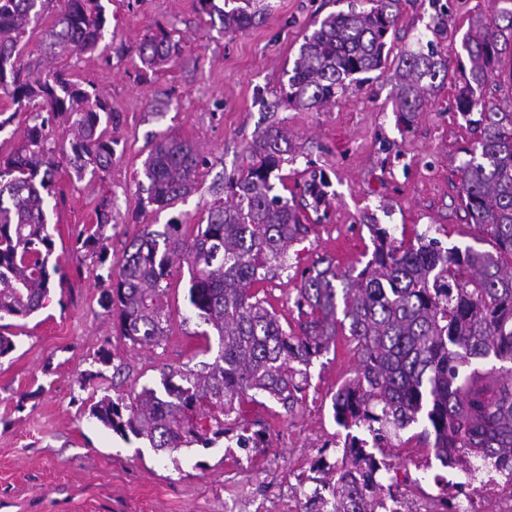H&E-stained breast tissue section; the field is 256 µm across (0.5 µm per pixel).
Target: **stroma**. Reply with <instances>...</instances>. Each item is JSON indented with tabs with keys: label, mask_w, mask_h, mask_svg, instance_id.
<instances>
[{
	"label": "stroma",
	"mask_w": 512,
	"mask_h": 512,
	"mask_svg": "<svg viewBox=\"0 0 512 512\" xmlns=\"http://www.w3.org/2000/svg\"><path fill=\"white\" fill-rule=\"evenodd\" d=\"M267 2L254 27L227 34L204 23L196 0H106L109 52H61L50 60L94 85L120 122L112 130V166L102 177L58 176L65 195L49 208V232L63 285L52 288L43 309L0 328L16 343L0 358V512H278L270 495L286 489L289 470L321 445L336 458L344 440L331 397L354 377L357 357L341 337L307 367L294 408L269 399L245 405L244 418L265 430L267 445L251 452L242 471L223 442L163 454L93 418L90 409L103 396L160 386L170 369L212 361L218 344L217 336H204L203 322L190 310L185 270L168 291V338L140 347L121 335L116 317L99 303L107 285L101 268L75 249L101 204L112 208L103 244L116 260L143 225L174 216L199 223L214 200L226 197L228 177L246 168L243 147L255 131L287 128L296 151L282 165L285 197L299 194L320 171L330 186L307 238L291 246L284 267L260 285L285 326L298 317L301 271L330 255L341 270L358 273L374 251L371 225L397 239L422 235L444 249L473 244L476 231L458 199V168L472 134L454 100L469 21L490 14L492 0H404L385 69L351 84L334 104L308 112L280 104L281 89L313 20L348 10L352 0ZM442 6L450 14L444 26L437 18ZM160 27L177 29L185 55L147 74L137 47ZM431 48L447 57L448 79L424 112L404 123L395 106L394 70L400 56ZM164 133L192 140L207 163L193 192L157 214L142 210L137 181Z\"/></svg>",
	"instance_id": "obj_1"
}]
</instances>
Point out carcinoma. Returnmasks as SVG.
<instances>
[{"mask_svg": "<svg viewBox=\"0 0 512 512\" xmlns=\"http://www.w3.org/2000/svg\"><path fill=\"white\" fill-rule=\"evenodd\" d=\"M52 0H0V96L13 111H0V132L21 112L29 124L23 144L0 157V320L26 318L43 308L60 272L48 231L47 198L61 168L79 179L101 176L112 165L120 117L96 90L74 75L49 70L33 77L22 61L27 37L42 24ZM370 8L332 12L313 23L294 61L281 101L318 110L360 75L386 66L387 36L401 18L402 0H367ZM493 14L471 24L462 42L470 67L456 111L475 141L462 148L459 201L470 223L493 243L446 251L419 237L397 240L373 225V258L355 276L338 270L330 256L301 274L294 305L296 327L283 328L259 297L257 285L283 267L288 249L306 239V216L274 193L288 131L270 126L246 147L250 162L229 179L230 200L216 201L201 224L172 217L148 224L123 256L109 264V288L101 305L118 314L121 335L134 345L159 344L171 315L165 300L174 269L187 266L189 303L216 332L219 350L199 370L163 373L162 389L143 386L131 398L108 395L91 414L122 437L171 453L208 447L241 428L245 402L260 394L286 408L297 402L299 366H307L348 337L358 357L355 377L332 397L336 423L356 431L347 451L353 472L338 480L323 471L334 512H380L386 497L372 482L368 464L386 457L393 431L422 423L417 437L432 442L446 467L479 457L495 466L512 463V111L488 105L487 84L499 77L502 58H512V0H494ZM199 13L218 18L224 32L244 33L260 11L251 0L226 10L197 0ZM106 23L101 0H64L43 30L62 50L97 49ZM184 53L172 29L148 33L138 47L143 69L153 73L178 63ZM448 79V59L434 50L401 58L395 71L397 109L406 121L428 106ZM67 125V143L57 129ZM205 159L177 136L157 138L143 163L142 207L164 211L186 198ZM112 209L97 211L78 242L101 265L100 245Z\"/></svg>", "mask_w": 512, "mask_h": 512, "instance_id": "carcinoma-1", "label": "carcinoma"}]
</instances>
